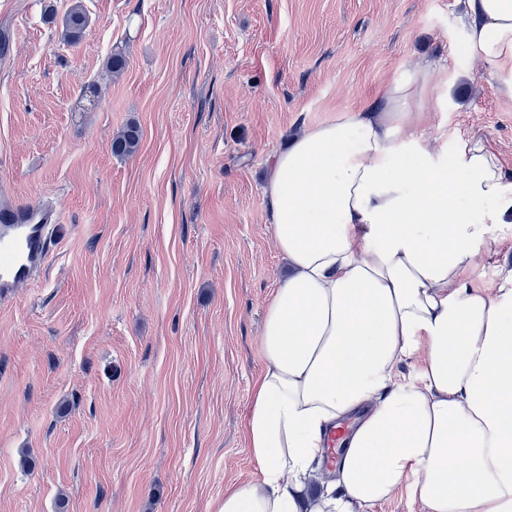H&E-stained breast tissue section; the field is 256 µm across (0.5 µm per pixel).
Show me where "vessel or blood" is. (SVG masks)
Masks as SVG:
<instances>
[{"instance_id":"obj_1","label":"vessel or blood","mask_w":512,"mask_h":512,"mask_svg":"<svg viewBox=\"0 0 512 512\" xmlns=\"http://www.w3.org/2000/svg\"><path fill=\"white\" fill-rule=\"evenodd\" d=\"M53 214L42 204H0V293L34 278L48 259Z\"/></svg>"}]
</instances>
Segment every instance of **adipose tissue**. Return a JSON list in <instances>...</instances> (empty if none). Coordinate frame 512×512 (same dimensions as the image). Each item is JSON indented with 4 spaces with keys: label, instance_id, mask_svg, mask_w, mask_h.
<instances>
[{
    "label": "adipose tissue",
    "instance_id": "ef3b65f1",
    "mask_svg": "<svg viewBox=\"0 0 512 512\" xmlns=\"http://www.w3.org/2000/svg\"><path fill=\"white\" fill-rule=\"evenodd\" d=\"M464 7L469 57L512 96V0ZM443 104L420 61L270 157L263 199L288 276L244 422L260 476L215 512H372L400 489L423 512H512V271L493 295L470 282L474 258L512 240V174L484 141L433 136Z\"/></svg>",
    "mask_w": 512,
    "mask_h": 512
}]
</instances>
